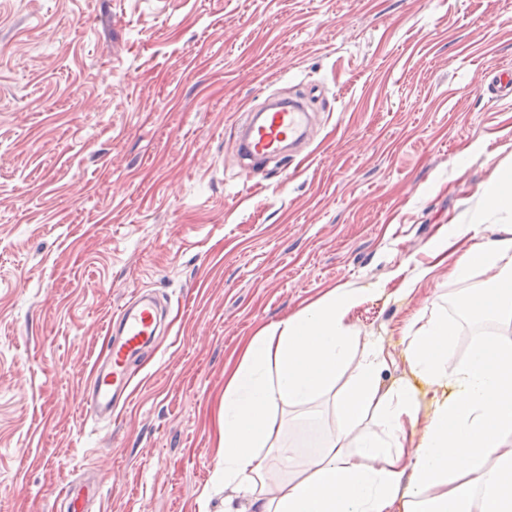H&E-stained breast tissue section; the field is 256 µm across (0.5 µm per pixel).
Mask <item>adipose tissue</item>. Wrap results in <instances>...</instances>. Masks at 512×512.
Returning a JSON list of instances; mask_svg holds the SVG:
<instances>
[{
    "label": "adipose tissue",
    "mask_w": 512,
    "mask_h": 512,
    "mask_svg": "<svg viewBox=\"0 0 512 512\" xmlns=\"http://www.w3.org/2000/svg\"><path fill=\"white\" fill-rule=\"evenodd\" d=\"M512 265V225L455 267ZM356 292L337 290L258 333L224 388V484L249 512H512V338L483 340L448 360L453 328L436 315L410 338L415 375L441 389L427 422L410 383L379 389L386 367L372 344L335 396L342 422L299 474L267 485L263 449L288 455L271 416L329 391L355 342L345 322Z\"/></svg>",
    "instance_id": "obj_1"
}]
</instances>
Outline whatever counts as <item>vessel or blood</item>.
<instances>
[{"mask_svg": "<svg viewBox=\"0 0 512 512\" xmlns=\"http://www.w3.org/2000/svg\"><path fill=\"white\" fill-rule=\"evenodd\" d=\"M312 124V114L297 101L266 104L249 111L239 132V154L255 167L283 155L302 143ZM162 329L153 297L138 294L110 321L105 333L104 352L82 385L80 400L87 416L111 420L125 405L133 389L135 370L153 349ZM60 512H93L101 499V485L94 477L67 483L57 493Z\"/></svg>", "mask_w": 512, "mask_h": 512, "instance_id": "obj_1", "label": "vessel or blood"}]
</instances>
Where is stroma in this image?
Listing matches in <instances>:
<instances>
[{
  "label": "stroma",
  "instance_id": "1",
  "mask_svg": "<svg viewBox=\"0 0 512 512\" xmlns=\"http://www.w3.org/2000/svg\"><path fill=\"white\" fill-rule=\"evenodd\" d=\"M512 0H0V512H54L97 468L102 512L225 504L224 369L338 288L356 369L410 380L409 337L512 266L457 262L512 212ZM305 98L301 168L237 159L245 110ZM463 224L475 233L458 234ZM141 289L174 327L112 421L78 390ZM312 455L330 397L277 406Z\"/></svg>",
  "mask_w": 512,
  "mask_h": 512
}]
</instances>
